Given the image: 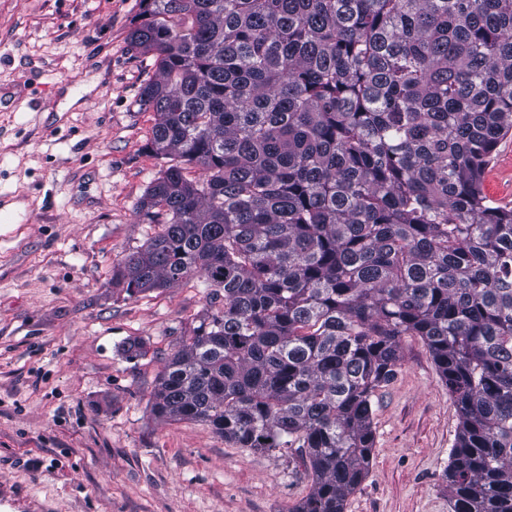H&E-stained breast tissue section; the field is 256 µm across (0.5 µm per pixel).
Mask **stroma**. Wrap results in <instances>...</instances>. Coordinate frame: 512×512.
Returning a JSON list of instances; mask_svg holds the SVG:
<instances>
[{"label":"stroma","instance_id":"1","mask_svg":"<svg viewBox=\"0 0 512 512\" xmlns=\"http://www.w3.org/2000/svg\"><path fill=\"white\" fill-rule=\"evenodd\" d=\"M138 0H0V512H291L293 455L160 423L157 377L211 310L190 281L138 296L112 271L157 230L137 204L161 167L131 50ZM485 189L512 205V137ZM142 338L145 356L125 359ZM374 402L369 473L345 512H448L458 417L423 342Z\"/></svg>","mask_w":512,"mask_h":512}]
</instances>
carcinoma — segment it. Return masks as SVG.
Wrapping results in <instances>:
<instances>
[{"label": "carcinoma", "instance_id": "carcinoma-1", "mask_svg": "<svg viewBox=\"0 0 512 512\" xmlns=\"http://www.w3.org/2000/svg\"><path fill=\"white\" fill-rule=\"evenodd\" d=\"M130 45L163 161L130 296L197 280L155 420L293 450L345 512L401 342L427 346L459 430L450 512H512V206L484 178L512 136V0H139Z\"/></svg>", "mask_w": 512, "mask_h": 512}]
</instances>
